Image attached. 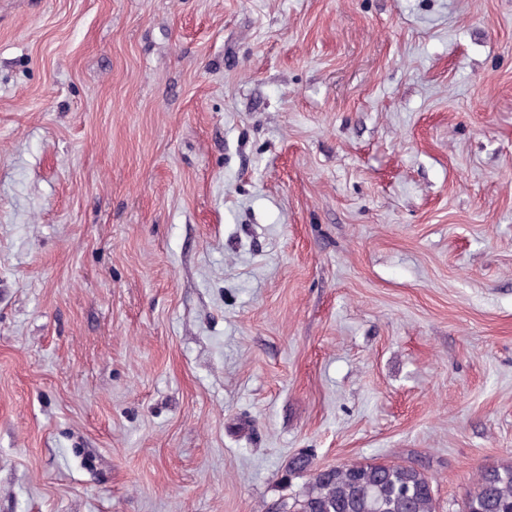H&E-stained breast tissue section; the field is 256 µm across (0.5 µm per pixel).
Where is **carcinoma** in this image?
I'll return each mask as SVG.
<instances>
[{
    "mask_svg": "<svg viewBox=\"0 0 512 512\" xmlns=\"http://www.w3.org/2000/svg\"><path fill=\"white\" fill-rule=\"evenodd\" d=\"M307 471L303 489L272 512H436L431 478L411 465L353 462L322 470L307 455L288 464L291 475ZM462 512H512L511 460L478 470Z\"/></svg>",
    "mask_w": 512,
    "mask_h": 512,
    "instance_id": "1",
    "label": "carcinoma"
}]
</instances>
